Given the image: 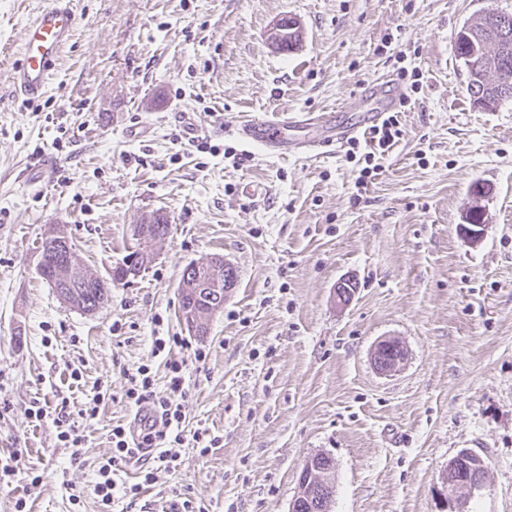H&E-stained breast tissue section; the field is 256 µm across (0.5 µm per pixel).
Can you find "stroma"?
Instances as JSON below:
<instances>
[{
	"label": "stroma",
	"mask_w": 512,
	"mask_h": 512,
	"mask_svg": "<svg viewBox=\"0 0 512 512\" xmlns=\"http://www.w3.org/2000/svg\"><path fill=\"white\" fill-rule=\"evenodd\" d=\"M44 2L0 0V457L19 458L0 512L20 497L30 512H100L95 470L134 417L126 369L166 383L156 333L187 343L174 351L189 361L186 438L176 467L119 512L187 498L201 512H288L320 452L335 465L331 512H442L440 475L463 450L488 467L468 512H512V103L475 106L455 50L465 23L512 0H74L73 37L27 101L8 76ZM284 17L301 25L290 52L269 39ZM402 66L416 83L398 86L399 139L366 187L349 146L278 158L236 132L251 116L335 110ZM49 160L53 183L27 188ZM156 211L171 228L154 261L94 314L39 275L41 238L58 227L110 278L132 224ZM472 213L475 243L461 231ZM212 256L238 283L198 336L178 286ZM344 280L355 292L342 305ZM386 337L407 358L382 375L370 353ZM99 390L71 463L52 418L27 411ZM199 428L220 448L200 455Z\"/></svg>",
	"instance_id": "35a3bbf8"
}]
</instances>
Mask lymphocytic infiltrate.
I'll list each match as a JSON object with an SVG mask.
<instances>
[{
    "mask_svg": "<svg viewBox=\"0 0 512 512\" xmlns=\"http://www.w3.org/2000/svg\"><path fill=\"white\" fill-rule=\"evenodd\" d=\"M184 345L179 336H157L152 341L154 353L170 354L165 363L166 390H158L148 366L140 365L126 372V397L135 410L134 420L113 427L112 453L99 466L93 486L105 512H110L116 500L137 498L142 484L152 483L154 466L169 467L176 457L174 449L182 442L186 420L187 363L174 357L172 351ZM130 466L138 467L140 482L131 484L123 480L122 475Z\"/></svg>",
    "mask_w": 512,
    "mask_h": 512,
    "instance_id": "f902f5d3",
    "label": "lymphocytic infiltrate"
}]
</instances>
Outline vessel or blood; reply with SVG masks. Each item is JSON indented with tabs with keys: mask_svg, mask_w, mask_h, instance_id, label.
<instances>
[{
	"mask_svg": "<svg viewBox=\"0 0 512 512\" xmlns=\"http://www.w3.org/2000/svg\"><path fill=\"white\" fill-rule=\"evenodd\" d=\"M76 24L72 0H48L26 25L22 60L9 75L14 91L26 99L41 97L48 86L51 69L70 40ZM354 102L371 100L375 106L360 123L345 125L328 112H290L277 119L255 116L237 127L239 137L263 147L276 157L323 155L326 147H342L361 129L377 124L396 101L381 81H373Z\"/></svg>",
	"mask_w": 512,
	"mask_h": 512,
	"instance_id": "1",
	"label": "vessel or blood"
}]
</instances>
